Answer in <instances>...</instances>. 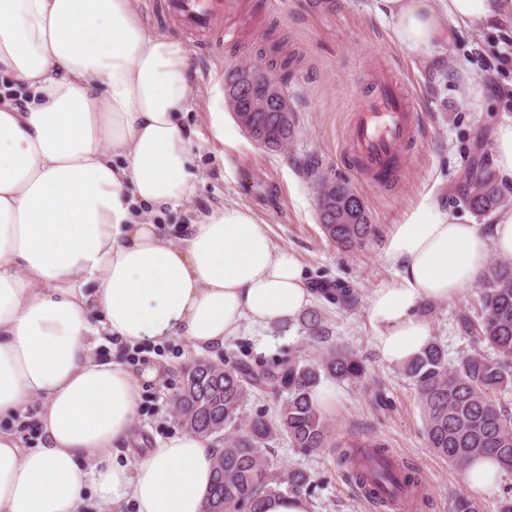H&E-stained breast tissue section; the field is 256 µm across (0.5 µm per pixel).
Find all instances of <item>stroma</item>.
<instances>
[{
	"instance_id": "1",
	"label": "stroma",
	"mask_w": 512,
	"mask_h": 512,
	"mask_svg": "<svg viewBox=\"0 0 512 512\" xmlns=\"http://www.w3.org/2000/svg\"><path fill=\"white\" fill-rule=\"evenodd\" d=\"M371 10V0H246L244 15L224 22L233 37L222 38L210 51L189 46L193 97L184 122L193 133L200 182L190 203L165 211L163 221L177 230L225 205L249 207L267 224L275 249L294 254L303 265L312 290L309 307L321 313L328 335L314 341L294 318L243 324L222 349L201 353L180 340L147 343L136 350L113 344L114 358L133 367L153 359L163 371L161 380L142 383L133 435L114 455V463L135 467L147 449L182 433L173 399L184 369L194 360L221 361L231 353L267 365L289 357L314 362L326 351L341 348L363 361L366 375L356 383H336V409L327 415L331 438L358 433L382 440L413 466L428 490L417 512H448L450 496L467 492L460 472L428 447L416 390L403 366L384 361L375 349L369 297L394 277L395 268L384 255L386 237L422 192L436 188L454 213L471 217L464 202L463 172L477 156L491 153L492 128L512 122V107L506 103L512 95V22L449 34L450 62L466 65L470 76L488 82L478 112L457 95L453 73L434 71L395 48L385 56L376 54L375 45L389 42L390 36ZM272 39L298 58L288 78L299 128L296 140L280 151L263 148L229 112L224 115L223 141L213 140L210 111L223 105L213 74L239 63L268 65ZM386 69L416 99L423 136L394 185L382 189L354 175L340 155L354 94L370 92ZM310 156L331 179L347 182L362 197L376 228L365 246L341 249L325 237L314 186L301 168ZM331 288L346 289L350 301L332 300L327 294ZM480 308V291L474 285L424 308L431 338L444 348L449 363L474 348L457 325L459 311L476 314ZM378 393L384 397L380 406L374 402ZM266 454L281 468L309 472L311 512H377L337 466L331 449L306 454L281 438L270 443Z\"/></svg>"
}]
</instances>
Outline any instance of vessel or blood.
Returning a JSON list of instances; mask_svg holds the SVG:
<instances>
[{
    "mask_svg": "<svg viewBox=\"0 0 512 512\" xmlns=\"http://www.w3.org/2000/svg\"><path fill=\"white\" fill-rule=\"evenodd\" d=\"M243 0H166L168 17L196 44H212L225 18L238 15ZM416 105L399 82L382 78L359 96L344 142L349 166L380 186L397 178L403 156L416 143Z\"/></svg>",
    "mask_w": 512,
    "mask_h": 512,
    "instance_id": "obj_1",
    "label": "vessel or blood"
}]
</instances>
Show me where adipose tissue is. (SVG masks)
Listing matches in <instances>:
<instances>
[{
    "instance_id": "ef3b65f1",
    "label": "adipose tissue",
    "mask_w": 512,
    "mask_h": 512,
    "mask_svg": "<svg viewBox=\"0 0 512 512\" xmlns=\"http://www.w3.org/2000/svg\"><path fill=\"white\" fill-rule=\"evenodd\" d=\"M510 13L512 0L374 2L399 51L436 68L445 26ZM190 69L187 48L147 27L136 0H0V416L14 418L0 429V512H77L89 488L108 508L203 512L210 438L173 436L132 471L111 462L141 383L160 370L136 374L95 349L113 337L219 348L243 321H284L310 302L301 264L249 208L213 210L175 239L156 223L198 186L179 120ZM487 222L459 218L430 189L394 226L384 254L396 276L369 298L385 361L422 351L421 308L474 283L489 250L512 256V208ZM32 421L36 448L20 433Z\"/></svg>"
}]
</instances>
